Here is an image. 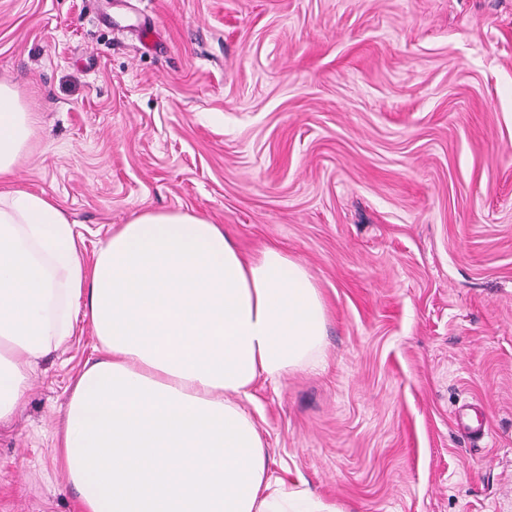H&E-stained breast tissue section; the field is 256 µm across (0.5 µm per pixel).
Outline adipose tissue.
Wrapping results in <instances>:
<instances>
[{
	"mask_svg": "<svg viewBox=\"0 0 512 512\" xmlns=\"http://www.w3.org/2000/svg\"><path fill=\"white\" fill-rule=\"evenodd\" d=\"M35 123L0 80V182ZM80 320L95 355L55 442L80 512H342L272 476L239 403L325 355L327 304L300 261L270 246L243 259L222 225L181 210L137 213L87 257L50 197L0 191V422Z\"/></svg>",
	"mask_w": 512,
	"mask_h": 512,
	"instance_id": "obj_1",
	"label": "adipose tissue"
}]
</instances>
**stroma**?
Here are the masks:
<instances>
[{
	"label": "stroma",
	"instance_id": "1",
	"mask_svg": "<svg viewBox=\"0 0 512 512\" xmlns=\"http://www.w3.org/2000/svg\"><path fill=\"white\" fill-rule=\"evenodd\" d=\"M0 78L38 115L17 184L85 254L182 210L306 266L325 364L244 403L276 477L512 512V0H0ZM92 346L78 323L0 426V512H77L52 438Z\"/></svg>",
	"mask_w": 512,
	"mask_h": 512
}]
</instances>
